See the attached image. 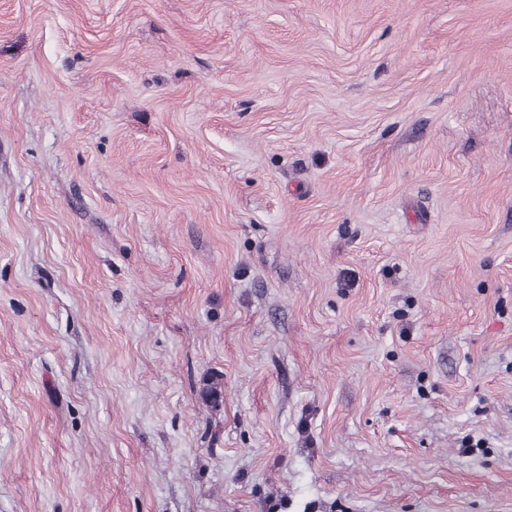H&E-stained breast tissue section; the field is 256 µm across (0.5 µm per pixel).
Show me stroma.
Masks as SVG:
<instances>
[{
  "label": "stroma",
  "mask_w": 512,
  "mask_h": 512,
  "mask_svg": "<svg viewBox=\"0 0 512 512\" xmlns=\"http://www.w3.org/2000/svg\"><path fill=\"white\" fill-rule=\"evenodd\" d=\"M0 512H512V0H0Z\"/></svg>",
  "instance_id": "obj_1"
}]
</instances>
